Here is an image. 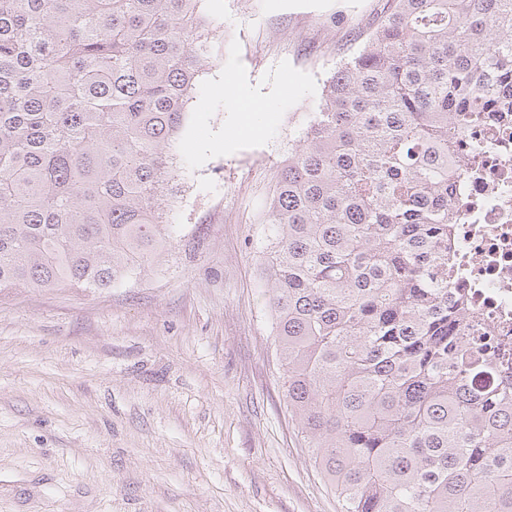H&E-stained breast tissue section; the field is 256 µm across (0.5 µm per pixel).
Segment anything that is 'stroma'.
<instances>
[{
	"mask_svg": "<svg viewBox=\"0 0 512 512\" xmlns=\"http://www.w3.org/2000/svg\"><path fill=\"white\" fill-rule=\"evenodd\" d=\"M385 6L208 0L165 252L107 289L0 290V512H341L282 395L261 217L303 113Z\"/></svg>",
	"mask_w": 512,
	"mask_h": 512,
	"instance_id": "1",
	"label": "stroma"
}]
</instances>
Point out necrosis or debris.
I'll return each instance as SVG.
<instances>
[{
  "instance_id": "1",
  "label": "necrosis or debris",
  "mask_w": 512,
  "mask_h": 512,
  "mask_svg": "<svg viewBox=\"0 0 512 512\" xmlns=\"http://www.w3.org/2000/svg\"><path fill=\"white\" fill-rule=\"evenodd\" d=\"M457 158L465 174L451 239L455 289L478 318L470 338L495 337L512 372V119L471 126Z\"/></svg>"
}]
</instances>
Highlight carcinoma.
Listing matches in <instances>:
<instances>
[{
	"instance_id": "carcinoma-1",
	"label": "carcinoma",
	"mask_w": 512,
	"mask_h": 512,
	"mask_svg": "<svg viewBox=\"0 0 512 512\" xmlns=\"http://www.w3.org/2000/svg\"><path fill=\"white\" fill-rule=\"evenodd\" d=\"M207 0H0V289L110 288L209 63ZM512 113V0H396L305 113L265 206L288 412L342 512H512V383L464 338L460 139Z\"/></svg>"
}]
</instances>
